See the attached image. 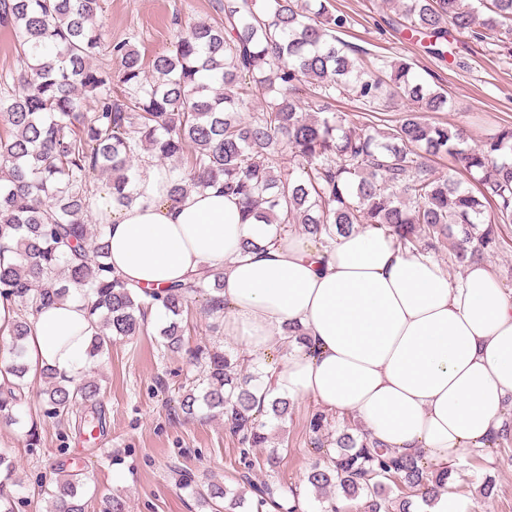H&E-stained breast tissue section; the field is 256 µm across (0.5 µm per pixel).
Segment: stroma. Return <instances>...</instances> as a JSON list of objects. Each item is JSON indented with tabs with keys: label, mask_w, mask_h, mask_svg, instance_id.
<instances>
[{
	"label": "stroma",
	"mask_w": 512,
	"mask_h": 512,
	"mask_svg": "<svg viewBox=\"0 0 512 512\" xmlns=\"http://www.w3.org/2000/svg\"><path fill=\"white\" fill-rule=\"evenodd\" d=\"M212 0H103L100 24L106 42L127 41L143 60L172 48L173 12L193 23L215 16ZM331 12L348 16L341 38L351 56L362 53L402 58L428 86L445 92L451 111L441 120L464 124L473 141L512 126V55L497 47L459 36L453 53L440 60L420 44L406 40L389 20L392 11L379 0H329ZM159 327L145 324L140 335L113 338L112 345L93 368L102 385L100 406L106 419L103 433L91 436L68 425L43 419L38 423L41 445L27 447L26 420L38 406V386L26 391L18 410L21 424H0V453L16 464L23 486L20 498L32 496L37 484H55L61 475L78 474L85 488L86 512H102L103 493L126 502V512H204L185 479L200 484L212 479L233 488L243 469L239 445L222 415L197 409L188 416L179 408V389L202 376V366L186 354L165 351ZM319 404L305 398L294 401L285 420L266 416L265 430L274 441H287L275 469L263 461L266 451L253 449L256 480L267 478L282 490L296 489L305 512H321V504L306 481L318 461L308 427ZM512 441L491 455L467 454L453 463L450 480L464 500L467 512H512V465L504 460ZM492 479L490 497H483L485 479Z\"/></svg>",
	"instance_id": "35a3bbf8"
}]
</instances>
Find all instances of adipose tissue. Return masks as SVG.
I'll use <instances>...</instances> for the list:
<instances>
[{
    "instance_id": "ef3b65f1",
    "label": "adipose tissue",
    "mask_w": 512,
    "mask_h": 512,
    "mask_svg": "<svg viewBox=\"0 0 512 512\" xmlns=\"http://www.w3.org/2000/svg\"><path fill=\"white\" fill-rule=\"evenodd\" d=\"M136 193L127 207L99 204L113 270L135 290L204 264L221 270L225 339L253 356L285 351L277 394L355 415L384 450L440 471L497 448L512 404V290L485 262L452 278L432 255L368 228L325 247L279 239L222 187L170 201L159 166L143 171ZM290 325L303 345L289 342ZM94 329L79 294L43 308L27 339L28 380L49 368L80 382Z\"/></svg>"
}]
</instances>
